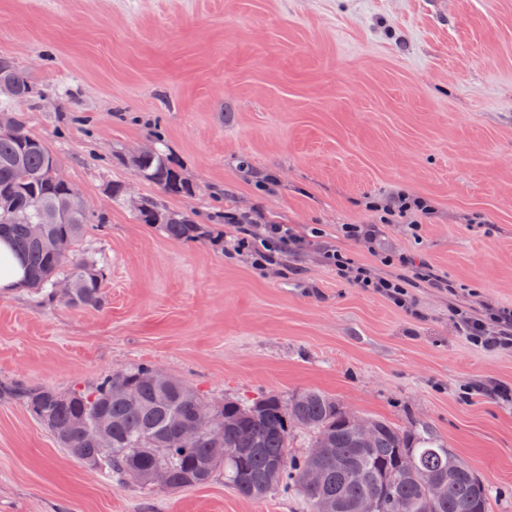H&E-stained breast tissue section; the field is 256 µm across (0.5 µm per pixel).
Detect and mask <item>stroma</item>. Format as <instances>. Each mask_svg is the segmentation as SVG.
Wrapping results in <instances>:
<instances>
[{
    "mask_svg": "<svg viewBox=\"0 0 512 512\" xmlns=\"http://www.w3.org/2000/svg\"><path fill=\"white\" fill-rule=\"evenodd\" d=\"M1 53L39 93L21 106L30 132L107 219L82 248L108 276L97 309L0 292V386L65 391L150 363L215 397L318 389L436 436L491 486L490 512H512V352L460 336L446 294L416 288L411 316L316 248L262 270L168 239L107 191L122 180L200 215L258 205L369 264L336 230L402 188L436 212L414 232L394 218L381 249L431 263L465 307H512V0H0ZM156 133L195 197H162L126 164ZM268 174L273 190L255 189ZM0 512L301 510L220 476L175 491L106 480L0 400Z\"/></svg>",
    "mask_w": 512,
    "mask_h": 512,
    "instance_id": "35a3bbf8",
    "label": "stroma"
}]
</instances>
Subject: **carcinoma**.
I'll use <instances>...</instances> for the list:
<instances>
[{
  "mask_svg": "<svg viewBox=\"0 0 512 512\" xmlns=\"http://www.w3.org/2000/svg\"><path fill=\"white\" fill-rule=\"evenodd\" d=\"M0 82L12 87L10 93L0 94V119L19 127L24 118L16 105L33 98L35 87L5 54H0ZM55 161L43 139L29 132L0 133V197L8 195L5 205L15 210L12 215L0 210V238L11 241L26 269L27 285L41 302L99 307L104 274L80 250L92 216L69 209L65 188L46 178ZM132 168L168 196L196 195V186L161 143ZM29 216L45 221L43 234L68 238L72 251L66 256L46 251L33 225L26 223ZM135 217L171 240L224 244V234L212 228L224 223L220 210L201 224L194 213L183 215L151 201L136 210ZM61 279L72 285L65 295L54 288ZM154 369L139 364L64 392L17 383L0 387V398L22 401L71 457L99 464L109 478L145 489L152 488L149 473L158 468L168 473L171 490L205 485L222 472L224 481L246 498L262 499L279 490L297 497L309 512H319L324 503L331 504L333 512H356L363 501L371 502L373 512H488V486L468 462L434 437L415 438L387 420L373 418L374 437L364 444L346 410L323 391L307 389L286 401L275 394L213 398L173 377L160 385ZM203 406L216 411L211 431L224 440L221 461L210 456V435L192 444L178 438L180 425L193 421ZM294 428L308 437V447L326 453H291ZM99 431L106 433L110 447L98 446ZM314 468L322 471L323 480L310 486L304 477ZM432 479L448 484L445 497L430 499Z\"/></svg>",
  "mask_w": 512,
  "mask_h": 512,
  "instance_id": "carcinoma-1",
  "label": "carcinoma"
}]
</instances>
